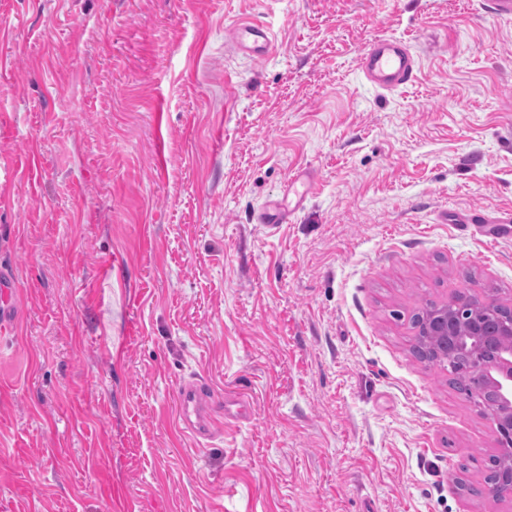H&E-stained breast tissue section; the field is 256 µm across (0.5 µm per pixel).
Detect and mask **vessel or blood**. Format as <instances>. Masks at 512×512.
Returning a JSON list of instances; mask_svg holds the SVG:
<instances>
[{
  "label": "vessel or blood",
  "instance_id": "b4317fda",
  "mask_svg": "<svg viewBox=\"0 0 512 512\" xmlns=\"http://www.w3.org/2000/svg\"><path fill=\"white\" fill-rule=\"evenodd\" d=\"M239 49L262 53L268 50L270 39L263 24L248 20L234 32ZM417 63L408 46L400 39L382 36L371 41L360 58V70L365 80L375 88L392 91L412 84ZM180 421L184 428L199 438H210L219 422L213 412L214 397L198 379L183 381L177 390Z\"/></svg>",
  "mask_w": 512,
  "mask_h": 512
}]
</instances>
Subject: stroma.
I'll return each mask as SVG.
<instances>
[{"instance_id":"obj_1","label":"stroma","mask_w":512,"mask_h":512,"mask_svg":"<svg viewBox=\"0 0 512 512\" xmlns=\"http://www.w3.org/2000/svg\"><path fill=\"white\" fill-rule=\"evenodd\" d=\"M380 35L413 84L364 79ZM508 212L512 20L483 0H0V512H512L467 492L493 422L410 323L512 307ZM192 377L229 402L204 444ZM234 40L239 49L256 54L264 53L270 46L266 28L253 20L245 21L236 28ZM416 69V60L408 46L394 37L374 39L360 58V70L365 80L373 87L386 91L412 84ZM177 400L184 428L200 439L210 438L220 423L214 415V396L208 388L196 378L184 380L178 387Z\"/></svg>"}]
</instances>
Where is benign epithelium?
Returning <instances> with one entry per match:
<instances>
[{"mask_svg":"<svg viewBox=\"0 0 512 512\" xmlns=\"http://www.w3.org/2000/svg\"><path fill=\"white\" fill-rule=\"evenodd\" d=\"M419 331L433 342L450 341L459 356L479 361L477 374L490 399L480 398L477 404L493 420L498 456L505 465L499 482L488 491L495 497L512 494V312L492 323L475 314L470 302L460 301L451 308L440 304Z\"/></svg>","mask_w":512,"mask_h":512,"instance_id":"1","label":"benign epithelium"}]
</instances>
